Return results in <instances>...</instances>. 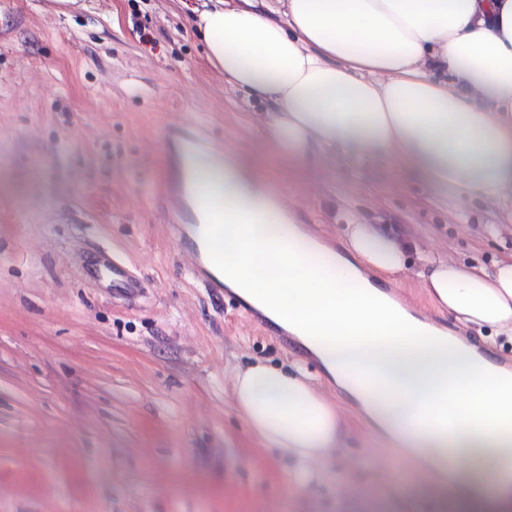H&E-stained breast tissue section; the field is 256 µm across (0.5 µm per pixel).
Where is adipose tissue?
I'll return each instance as SVG.
<instances>
[{"instance_id": "ef3b65f1", "label": "adipose tissue", "mask_w": 512, "mask_h": 512, "mask_svg": "<svg viewBox=\"0 0 512 512\" xmlns=\"http://www.w3.org/2000/svg\"><path fill=\"white\" fill-rule=\"evenodd\" d=\"M192 13L210 65L265 103L257 122L282 158L394 156L439 204L473 197L512 211V0H200ZM198 176L204 195L224 199L225 285L313 351L396 444L450 470L457 512H512V460L488 481L447 465L452 448L499 449L493 425L512 421V373L369 279L403 274L411 242L352 224L345 255L309 243L230 150ZM419 276L458 323L512 337V260L470 269L438 258ZM376 336L408 348L374 352ZM232 394L289 475L327 474L344 413L300 367L256 363L237 372ZM448 416L460 430L426 425Z\"/></svg>"}]
</instances>
